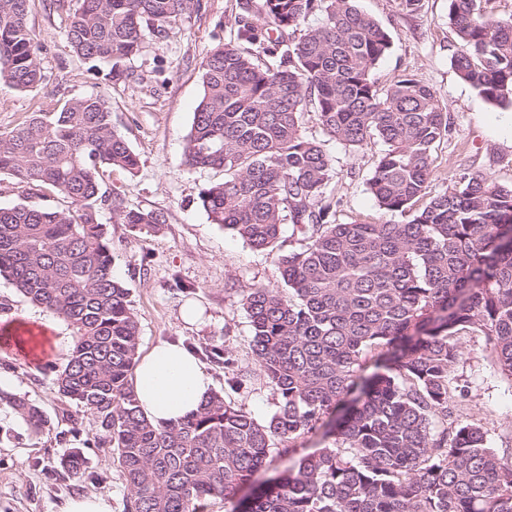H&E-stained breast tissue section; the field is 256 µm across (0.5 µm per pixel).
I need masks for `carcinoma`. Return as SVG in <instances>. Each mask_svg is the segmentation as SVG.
Masks as SVG:
<instances>
[{
    "label": "carcinoma",
    "instance_id": "obj_1",
    "mask_svg": "<svg viewBox=\"0 0 512 512\" xmlns=\"http://www.w3.org/2000/svg\"><path fill=\"white\" fill-rule=\"evenodd\" d=\"M30 0H0V79L18 90L43 81L26 18ZM67 29L77 55L111 65L112 78L163 36L194 0H80ZM490 0H448L460 50V79L489 102L512 106V15ZM233 37L201 62L202 96L183 147L192 168L224 179L200 194L212 223L257 251L275 254L288 292L242 291L252 357L276 396L260 423L218 393L164 428L139 409L130 383L139 327L129 292L113 272L104 208L146 234L160 211L128 208L101 192L100 170L129 173L139 157L112 126L101 97L72 98L57 112L0 134V173L48 186L68 209L0 207V276L75 331L58 391L95 415L98 440L112 448L130 489L126 512H204L231 501L262 466L290 452L346 397L333 444L253 494L243 512H512V454L486 445L488 430L454 418L456 335L486 336L500 373L512 380V186L461 171L427 197L435 147L448 138L436 92L400 74L384 88L373 72L391 37L356 0H265L255 19L238 2ZM313 16L298 40L289 32ZM318 114L329 139L352 148L383 142L368 190L405 223H336L329 191L333 157L307 137L302 117ZM293 239H281L282 226ZM228 386L251 383L227 351ZM378 372L361 375L368 356ZM33 430L35 405L0 390ZM76 477L79 450L61 460Z\"/></svg>",
    "mask_w": 512,
    "mask_h": 512
}]
</instances>
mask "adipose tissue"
I'll list each match as a JSON object with an SVG mask.
<instances>
[{
  "mask_svg": "<svg viewBox=\"0 0 512 512\" xmlns=\"http://www.w3.org/2000/svg\"><path fill=\"white\" fill-rule=\"evenodd\" d=\"M133 384L141 411L158 428L198 410L214 387L196 350L171 342L136 358Z\"/></svg>",
  "mask_w": 512,
  "mask_h": 512,
  "instance_id": "ef3b65f1",
  "label": "adipose tissue"
}]
</instances>
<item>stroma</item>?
<instances>
[{
  "instance_id": "1",
  "label": "stroma",
  "mask_w": 512,
  "mask_h": 512,
  "mask_svg": "<svg viewBox=\"0 0 512 512\" xmlns=\"http://www.w3.org/2000/svg\"><path fill=\"white\" fill-rule=\"evenodd\" d=\"M168 36H148L142 52L128 65L127 79L115 81L108 65L79 57L67 39L71 15L80 0H30L28 23L40 47L41 85L18 90L0 82V133L21 128L34 114L58 111L71 98L99 96L112 110V124L139 157L135 173L104 169L101 188L123 198L128 207L163 212L161 231L146 235L120 223L111 210L101 212L112 242L114 273L129 290L140 335L139 353L161 341L198 351L230 350L239 367L253 368L252 328L240 290L283 288L274 256L252 249L230 230L212 224L199 204L201 192L220 181L218 169H194L183 161V146L202 94L200 63L235 28L237 0H200ZM359 8L386 29L392 45L373 73L379 84L406 72L431 87L451 124L447 140L433 153L427 192L444 191L461 170L512 185V137L490 126L504 107L487 102L452 66L460 47L448 20V0H422L418 12L398 11L395 0H358ZM334 158L330 189L337 199L336 221L378 224L388 221L370 194L367 181L384 148L381 141L348 149L326 141ZM25 203L65 209L70 202L49 188L17 183L0 174V206ZM23 324L43 328L42 347L33 353L0 339V389L23 397L43 411L39 432L10 409L0 408V512H60L70 497L96 493L112 499V512H124L128 482L110 448L94 443L95 416L76 410L61 395L54 378L66 365L74 344L72 327L53 312L30 304L0 277V329ZM463 355L454 370L459 420L484 425L487 444L512 448V380L498 372L482 333H460ZM205 367L215 391L258 421L276 409L272 390L255 382L229 389L224 368ZM86 459L81 478L58 464L71 449Z\"/></svg>"
}]
</instances>
